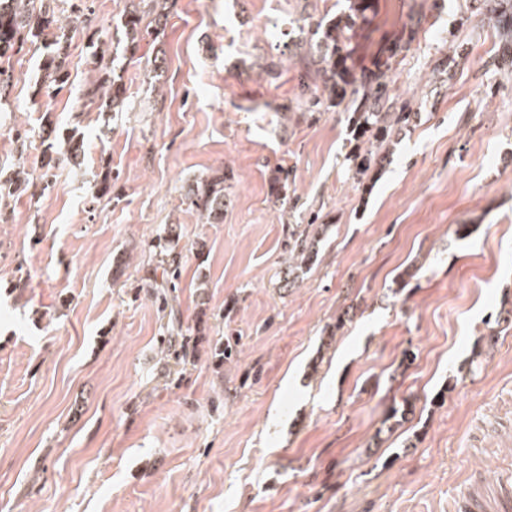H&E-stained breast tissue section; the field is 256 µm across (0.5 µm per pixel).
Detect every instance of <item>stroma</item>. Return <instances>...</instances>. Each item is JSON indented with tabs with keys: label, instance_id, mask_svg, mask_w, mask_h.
<instances>
[{
	"label": "stroma",
	"instance_id": "1",
	"mask_svg": "<svg viewBox=\"0 0 512 512\" xmlns=\"http://www.w3.org/2000/svg\"><path fill=\"white\" fill-rule=\"evenodd\" d=\"M128 3L55 0L67 83L40 88L39 43L7 64L0 174L70 136L84 156L0 196V512H500L512 329L460 372L512 309V60L480 0H169L106 112L84 95L93 45ZM320 19L350 74L422 115L359 178L352 104L301 94L322 79L293 47ZM45 124L21 150L15 129ZM218 169L230 200L206 224L181 186ZM313 218L318 255L283 287L288 227ZM395 398L413 411L388 434ZM511 310L506 311L507 316L503 317L502 320L498 319L494 325H490L487 327L486 336H483L474 347V354L471 359L470 365L472 366L475 362L478 363V358L483 354L486 355L487 352L493 349L496 338L500 333V328L502 327V323L507 324L509 322V317L511 315ZM477 351V353H476Z\"/></svg>",
	"mask_w": 512,
	"mask_h": 512
}]
</instances>
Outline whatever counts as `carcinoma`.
<instances>
[{
    "label": "carcinoma",
    "mask_w": 512,
    "mask_h": 512,
    "mask_svg": "<svg viewBox=\"0 0 512 512\" xmlns=\"http://www.w3.org/2000/svg\"><path fill=\"white\" fill-rule=\"evenodd\" d=\"M168 0H130L116 24V41L112 43V68L105 72L103 84L105 93L100 96V105L114 112L122 109L127 89L122 78L117 74V62L127 56L135 55L141 42L148 37H159L168 23ZM33 0H0V59L10 58L26 42H39L51 37L52 50L43 62L44 82L62 85L68 80L66 70L67 47L69 37L62 28L56 25L51 0H42L41 7H31ZM316 41H301L296 44L294 57L299 61L316 67L322 76L324 89L329 93L336 92L337 79L343 78L346 72L345 58L341 54L339 42L342 28L332 22L316 26ZM350 90H342V94H350L351 103L356 105L352 113V123L356 135L360 139L376 146L368 148L363 154H353L350 160L358 175H365L372 167L383 159L382 145L391 141L399 130L412 125L418 113L408 112L406 108L397 106L392 94L390 82L380 78L368 83L353 78L347 82ZM82 155V144L70 138L66 149L49 151L43 154L39 168L42 170L41 180L48 183L52 170L61 162H77ZM224 172L217 170L206 177H198L188 181L183 199L190 207L209 224L219 223L224 218L225 182ZM35 187L29 173L16 171L9 177L0 180V188L9 193L26 192ZM288 171L280 169L270 179L269 195L276 202L287 201ZM322 225L298 224L288 236V272L284 277V287L295 286L294 272L307 265L318 253L321 241ZM487 327L486 336L482 337L474 347L475 354L471 362L493 349L502 324L509 322V314ZM409 412L408 401L398 404L391 402L386 411L387 429L394 427L405 419Z\"/></svg>",
    "instance_id": "cac0c4a2"
}]
</instances>
